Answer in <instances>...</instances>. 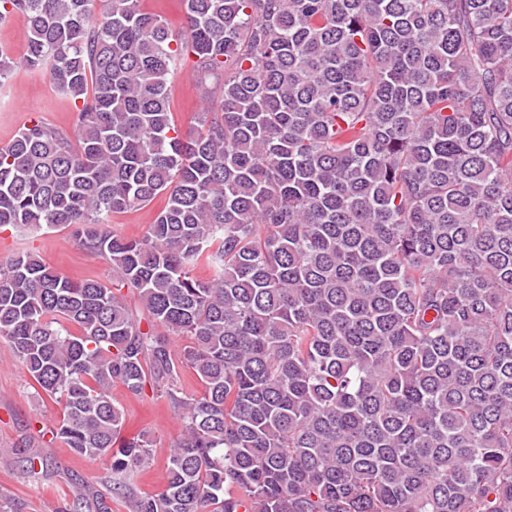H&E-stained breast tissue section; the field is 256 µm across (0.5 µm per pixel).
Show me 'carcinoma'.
Returning a JSON list of instances; mask_svg holds the SVG:
<instances>
[{
  "mask_svg": "<svg viewBox=\"0 0 512 512\" xmlns=\"http://www.w3.org/2000/svg\"><path fill=\"white\" fill-rule=\"evenodd\" d=\"M140 2L0 0L30 31L0 84L78 114L0 147V229L70 227L116 277L0 262V339L64 401L32 435L107 458L127 512H512V0H185L177 41ZM116 383L181 421L155 495ZM170 110L175 125L183 133L193 132L203 112L197 77L192 62H185L169 83ZM166 201L165 195H159L146 207L112 216L107 231L127 238L141 237Z\"/></svg>",
  "mask_w": 512,
  "mask_h": 512,
  "instance_id": "cac0c4a2",
  "label": "carcinoma"
}]
</instances>
